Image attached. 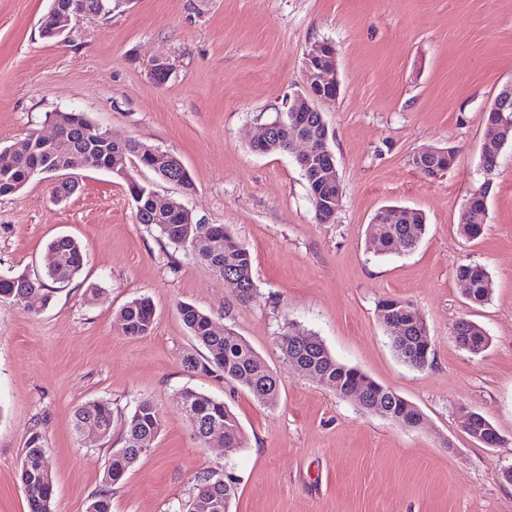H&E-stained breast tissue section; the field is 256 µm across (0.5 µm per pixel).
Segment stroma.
Returning <instances> with one entry per match:
<instances>
[{"mask_svg":"<svg viewBox=\"0 0 512 512\" xmlns=\"http://www.w3.org/2000/svg\"><path fill=\"white\" fill-rule=\"evenodd\" d=\"M50 0H0V148L52 134L50 113H87L118 139L177 156L195 189L131 164V175L178 199L195 222L226 226L252 255L246 304L206 265L138 223L123 179L72 170L76 194L53 202L51 180L0 196V276L42 274L47 244L83 246L78 278L50 304L0 303V512H27L19 467L39 429L52 464L53 512H85L102 487L123 421L138 400L157 407L151 452L113 486L112 512H176L194 475L232 476L231 512H512V143L492 177L483 235L460 226L480 168L483 117L512 83V0H127L112 13L43 38ZM336 49L340 96L319 109L333 134L343 193L332 223L314 219L294 153L260 155L251 140L303 89V53ZM167 58L156 84L144 66ZM452 147L455 165L429 178L414 153ZM421 212L428 230L409 253H377L365 236L383 207ZM462 264L486 269L489 301L472 306L455 280ZM150 298L152 332L126 335L119 309ZM386 297L411 301L432 339L431 366L396 356L379 318ZM234 329L277 374L266 406L240 386L183 365L197 351L177 305ZM480 324L489 347L473 355L451 334ZM317 334L337 361L399 393L419 427L364 410L321 381L287 368L277 338L288 324ZM192 388L237 416L243 448L199 446L182 411ZM106 400L111 439L78 435L77 406ZM487 417L503 438L485 446L459 407Z\"/></svg>","mask_w":512,"mask_h":512,"instance_id":"35a3bbf8","label":"stroma"}]
</instances>
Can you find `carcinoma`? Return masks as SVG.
I'll list each match as a JSON object with an SVG mask.
<instances>
[{
    "instance_id": "1",
    "label": "carcinoma",
    "mask_w": 512,
    "mask_h": 512,
    "mask_svg": "<svg viewBox=\"0 0 512 512\" xmlns=\"http://www.w3.org/2000/svg\"><path fill=\"white\" fill-rule=\"evenodd\" d=\"M76 2L80 17L88 20L96 15L97 7L101 4L107 10L112 9L111 0ZM50 119L60 128L62 139L43 142L31 133L17 144L12 164L0 167L1 196L21 192L35 179L33 173L36 171H64L68 156L73 152L87 154L96 169L128 166L135 161L159 179L165 174L166 164L143 150L138 140L129 138L120 143H104L99 139L102 129L82 112H54ZM299 132L318 142L332 140V133L320 112L304 113ZM293 136L291 117L286 113L281 123L272 129L270 137L253 148V151L258 154L285 152L288 140ZM455 160L456 151L452 149L446 157L429 163L422 174L429 177L442 174L454 165ZM302 175L312 198L316 220L328 221L336 208L339 182L327 179L323 162L319 159L307 163ZM126 188L132 196L138 223L154 228L170 244L205 263L215 273L237 281L239 292L236 298L240 303L246 304L252 299L255 283L251 253L224 225L188 226L182 223L181 213L174 207L158 209L154 206L156 191L152 184L134 179L132 183L126 184ZM468 203L473 219L461 225V232L468 238L476 239L483 234L486 226L482 192L475 190L470 193ZM421 221L422 216L417 215L411 224H370L367 229L368 239L383 254L410 252L425 232V225ZM47 251L55 256V261L46 267L45 278H33L24 273L0 276V302L8 301L25 309L27 296L36 293L43 296L47 303L53 292L51 285L69 283L81 274L85 257L77 240L70 236H59L49 242ZM456 278L463 295L471 304L482 305L489 300L492 281L485 268L480 265H461L456 269ZM177 312L188 334L207 351V355L200 359L192 354L185 356L184 367L193 372L215 374L228 382L237 383L265 405L273 406L277 403V375L243 337L231 328L218 326L210 314L190 303L178 304ZM379 313L385 327H401L400 334L392 339V348L397 357L414 369L428 367L432 363V342L414 305L405 299L386 298L379 302ZM119 318L127 325V335L144 336L153 329L155 309L149 298L139 297L122 307ZM452 336L461 349L471 354L483 352L489 343L485 331L465 318L453 324ZM278 344L285 363L297 372L312 374V378L324 382L341 397L358 395V385L365 380V375L356 368L338 362L314 333L291 323L278 336ZM181 398L187 404L184 413L192 423L193 434L199 444H204L208 432L216 428L223 432L226 447H242L241 425L224 402L192 389L184 390ZM364 407L371 413L409 427L415 425L421 417L415 405L374 381L370 382ZM86 422L97 425L106 435H111V404L98 401L78 407L74 413L75 431L81 432ZM161 427L160 413L152 401L146 398L138 401L125 422L122 444L112 450L105 467L107 474L102 476V489L91 498L86 512H112L109 488L125 478L144 455L143 449L151 447ZM467 428L468 433L480 434L485 438L495 434L494 425L480 413L471 419ZM46 454L41 432L30 431L20 466V480L26 493L28 512H52L53 480L42 469ZM234 497L232 477L217 472L204 473L195 477L194 494L183 506V512H196L201 503L212 505L208 512H229Z\"/></svg>"
}]
</instances>
